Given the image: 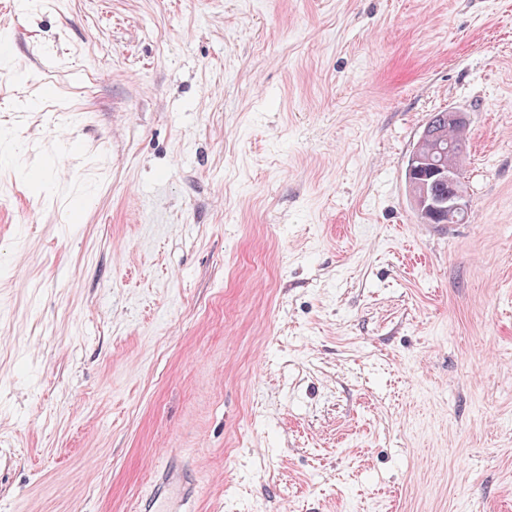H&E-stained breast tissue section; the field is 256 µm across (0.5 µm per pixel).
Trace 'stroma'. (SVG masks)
Masks as SVG:
<instances>
[{
  "mask_svg": "<svg viewBox=\"0 0 512 512\" xmlns=\"http://www.w3.org/2000/svg\"><path fill=\"white\" fill-rule=\"evenodd\" d=\"M0 43V512L167 458L195 512H512V0H0ZM427 123L432 124L436 131L430 126L425 127L409 157L406 170L409 196L421 223L434 224L440 219L441 222L437 225L446 227L458 223L460 218L468 219L469 208L461 182L460 160L466 152L469 124L465 113L453 110H448V114L444 111L433 112ZM448 129L457 136L455 155L451 162H448L452 158L448 152V144L453 135ZM437 131L448 165L438 161L436 155L440 151ZM425 172L429 176L447 180L448 183L431 179L427 186L419 179ZM428 187L434 197L429 193ZM447 195V200L435 198Z\"/></svg>",
  "mask_w": 512,
  "mask_h": 512,
  "instance_id": "35a3bbf8",
  "label": "stroma"
}]
</instances>
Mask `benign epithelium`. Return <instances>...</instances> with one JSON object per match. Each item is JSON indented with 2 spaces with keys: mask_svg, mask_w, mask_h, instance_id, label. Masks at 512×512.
I'll return each instance as SVG.
<instances>
[{
  "mask_svg": "<svg viewBox=\"0 0 512 512\" xmlns=\"http://www.w3.org/2000/svg\"><path fill=\"white\" fill-rule=\"evenodd\" d=\"M448 129L456 135V149L453 161L445 164L438 160L437 131L425 127L413 148L408 160L406 179L412 207L423 224L440 223L445 227L456 224L468 215V202L463 190L460 160L466 152L469 124L463 112L448 111ZM448 181V198L433 197L423 174Z\"/></svg>",
  "mask_w": 512,
  "mask_h": 512,
  "instance_id": "7a95c632",
  "label": "benign epithelium"
}]
</instances>
